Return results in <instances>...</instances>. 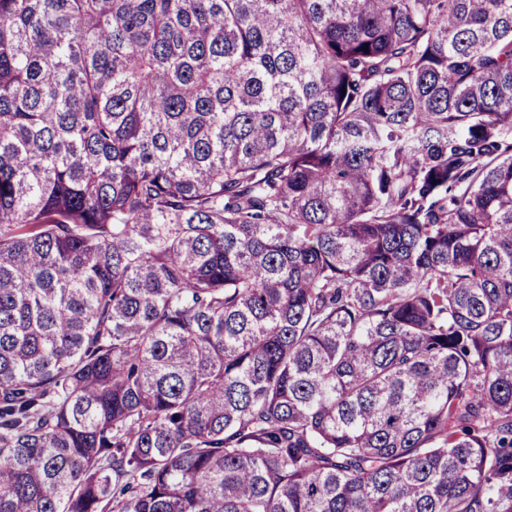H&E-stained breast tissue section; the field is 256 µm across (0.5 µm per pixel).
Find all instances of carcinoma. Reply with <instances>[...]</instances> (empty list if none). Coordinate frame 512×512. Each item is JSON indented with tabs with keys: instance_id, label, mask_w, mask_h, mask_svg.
Segmentation results:
<instances>
[{
	"instance_id": "cac0c4a2",
	"label": "carcinoma",
	"mask_w": 512,
	"mask_h": 512,
	"mask_svg": "<svg viewBox=\"0 0 512 512\" xmlns=\"http://www.w3.org/2000/svg\"><path fill=\"white\" fill-rule=\"evenodd\" d=\"M0 512H512V0H0Z\"/></svg>"
}]
</instances>
